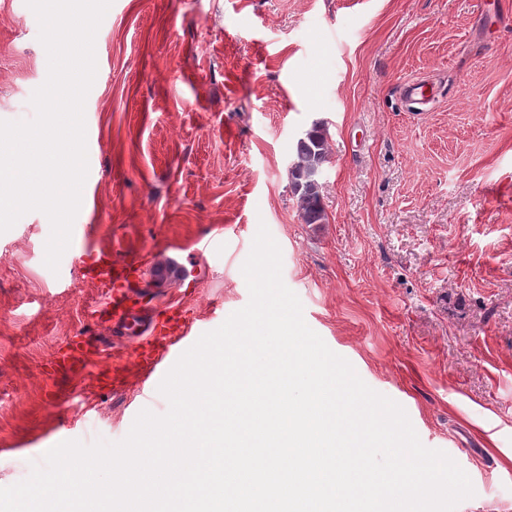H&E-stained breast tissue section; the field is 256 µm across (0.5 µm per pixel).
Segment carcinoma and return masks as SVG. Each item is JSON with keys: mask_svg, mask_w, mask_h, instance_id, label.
<instances>
[{"mask_svg": "<svg viewBox=\"0 0 512 512\" xmlns=\"http://www.w3.org/2000/svg\"><path fill=\"white\" fill-rule=\"evenodd\" d=\"M328 159V131L316 122L298 138L295 158L288 170L299 203V217L305 224H323L326 221L320 174Z\"/></svg>", "mask_w": 512, "mask_h": 512, "instance_id": "cac0c4a2", "label": "carcinoma"}]
</instances>
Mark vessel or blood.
<instances>
[{
  "label": "vessel or blood",
  "mask_w": 512,
  "mask_h": 512,
  "mask_svg": "<svg viewBox=\"0 0 512 512\" xmlns=\"http://www.w3.org/2000/svg\"><path fill=\"white\" fill-rule=\"evenodd\" d=\"M83 276L106 288L108 297L97 309V321L109 325L113 335L135 333L144 309L140 288L139 266L132 261H116L107 249L87 254L82 263ZM192 325L183 321L180 308H173L169 320L162 323L158 335L142 351L139 361L149 369L142 381L143 389H152L161 382L179 356L190 344ZM89 352L84 348L60 352L45 368L46 373L84 376Z\"/></svg>",
  "instance_id": "vessel-or-blood-1"
}]
</instances>
